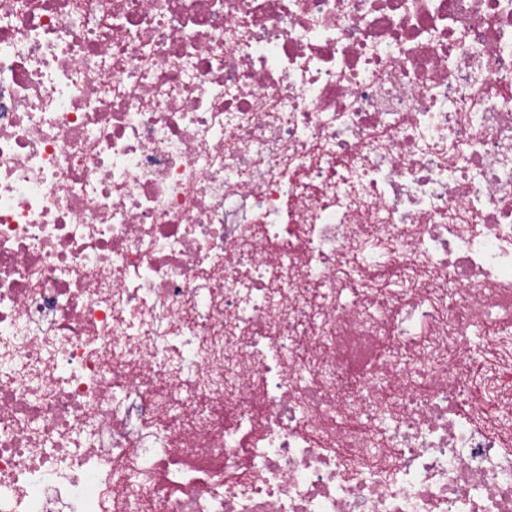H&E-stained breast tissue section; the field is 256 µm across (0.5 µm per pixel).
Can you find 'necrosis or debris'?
<instances>
[{
	"instance_id": "1",
	"label": "necrosis or debris",
	"mask_w": 512,
	"mask_h": 512,
	"mask_svg": "<svg viewBox=\"0 0 512 512\" xmlns=\"http://www.w3.org/2000/svg\"><path fill=\"white\" fill-rule=\"evenodd\" d=\"M133 504L512 512V0H0V512Z\"/></svg>"
}]
</instances>
